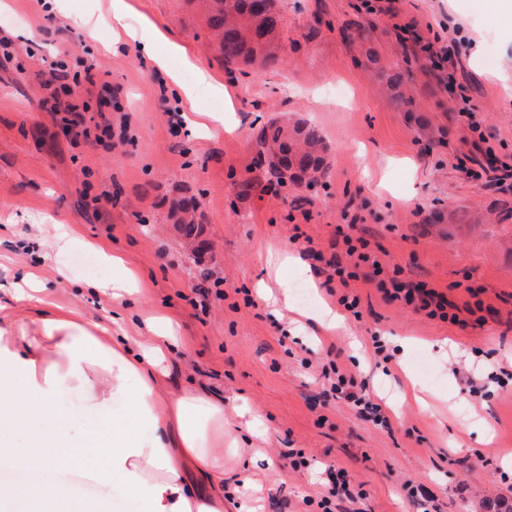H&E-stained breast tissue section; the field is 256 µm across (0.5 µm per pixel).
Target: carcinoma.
<instances>
[{
    "mask_svg": "<svg viewBox=\"0 0 512 512\" xmlns=\"http://www.w3.org/2000/svg\"><path fill=\"white\" fill-rule=\"evenodd\" d=\"M216 4L209 17L215 31L218 49L224 64H251L261 49L271 46L278 38L282 19L272 8L273 0H212ZM260 152L277 147L282 156L270 162L271 172L279 182L299 181L306 172L317 175L323 168L325 147L319 131L310 126L288 127L272 120L260 132ZM181 236L188 240L201 237L202 226L194 218L176 225Z\"/></svg>",
    "mask_w": 512,
    "mask_h": 512,
    "instance_id": "1",
    "label": "carcinoma"
}]
</instances>
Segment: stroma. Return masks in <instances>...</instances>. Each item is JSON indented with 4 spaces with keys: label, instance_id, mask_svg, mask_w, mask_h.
<instances>
[{
    "label": "stroma",
    "instance_id": "1",
    "mask_svg": "<svg viewBox=\"0 0 512 512\" xmlns=\"http://www.w3.org/2000/svg\"><path fill=\"white\" fill-rule=\"evenodd\" d=\"M129 34L112 30L111 0H65L45 17L37 0H0V30L13 59L0 62V283L38 265L52 311L75 310L106 325L112 303L78 288L112 269H82L87 242L108 243L137 273L140 292L125 324L161 313L179 345L168 361L167 394L194 385L223 401L224 482L236 486L224 512H322L328 468L346 470L354 501L336 512H491L512 504V382L487 379V365L512 370V32L480 0H274L283 18L276 65L225 69L212 44L207 0H125ZM159 31L155 50L183 47L175 71L142 63L141 33ZM458 46L435 73L425 45ZM107 71L122 111L106 113L101 140L62 136L64 113L45 87L48 59ZM227 90L187 100L197 70ZM400 76L393 99L389 86ZM468 97L472 117L458 102ZM178 103L186 133L174 134L163 101ZM316 127L326 151L316 190L270 187L257 136L271 119ZM474 159L480 177L461 161ZM196 202L207 251L190 253L174 224L178 204ZM73 226L60 255H45L51 226ZM367 240L383 278L423 282L466 309L465 325L389 300L376 282L341 285L325 256L345 267L344 234ZM324 254L310 258L311 250ZM308 256L318 307L358 296L345 328L322 332L300 303L271 305L259 294L296 270L277 255ZM69 280L58 281L57 267ZM385 337L378 355L373 336ZM366 378L391 426L362 417L335 397L332 369ZM482 386L473 396L469 384ZM477 420H469V413ZM415 481L424 504L403 491Z\"/></svg>",
    "mask_w": 512,
    "mask_h": 512
}]
</instances>
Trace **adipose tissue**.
Wrapping results in <instances>:
<instances>
[{
  "label": "adipose tissue",
  "mask_w": 512,
  "mask_h": 512,
  "mask_svg": "<svg viewBox=\"0 0 512 512\" xmlns=\"http://www.w3.org/2000/svg\"><path fill=\"white\" fill-rule=\"evenodd\" d=\"M123 311L104 327L68 310L0 336V461L52 483L15 490L26 512H74L72 477L135 495L142 512H224V405L191 389L167 397L162 366L178 346L170 327L143 321L132 341ZM23 432L15 443V432ZM93 455L80 469L63 458ZM196 481H187V472Z\"/></svg>",
  "instance_id": "1"
}]
</instances>
